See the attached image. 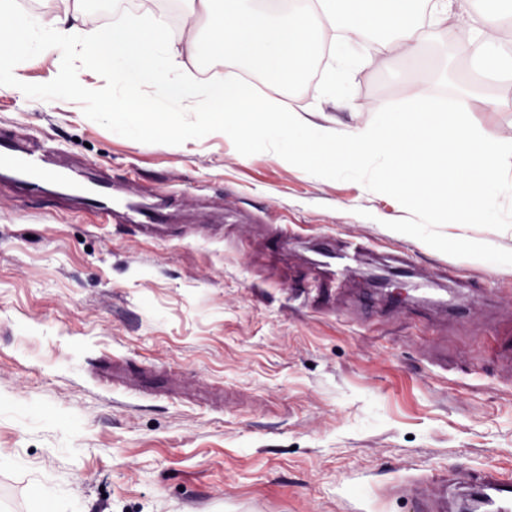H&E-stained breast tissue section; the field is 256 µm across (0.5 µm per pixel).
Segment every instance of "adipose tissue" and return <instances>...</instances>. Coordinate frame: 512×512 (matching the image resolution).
Instances as JSON below:
<instances>
[{
  "instance_id": "ef3b65f1",
  "label": "adipose tissue",
  "mask_w": 512,
  "mask_h": 512,
  "mask_svg": "<svg viewBox=\"0 0 512 512\" xmlns=\"http://www.w3.org/2000/svg\"><path fill=\"white\" fill-rule=\"evenodd\" d=\"M476 1L481 4L477 12L472 9ZM183 5L187 19L176 40L159 17L148 23L124 18L83 36L82 0H55L37 16L19 18L12 37L19 51L36 47L42 60L62 69L56 88L83 97L100 98L110 83L122 90L124 101H137L149 86L151 109L220 112L225 130L234 132L241 129L244 109L258 105L263 116L258 129L276 143L281 162L304 168L312 155L335 154L345 169L363 173V187L372 191L377 183L369 178V168L385 159L382 183L387 189L455 224L470 223L485 211L490 187L512 173V137L481 138L472 122L473 113L485 112L511 125V96L477 92L468 109L451 116L419 94L396 125L314 129L299 111L257 101L243 72L228 70L223 79L208 82L188 66L201 53L228 56L247 71L289 84L308 67L322 18L339 16L342 47L332 57L324 98L341 95L357 62L348 46L403 59L422 70L433 56L434 30L457 58L493 71L512 61V43L500 36L501 28L512 25L504 0H295L288 10L272 5L260 9L256 0H183ZM75 53L98 70L100 81H85L82 71L67 67Z\"/></svg>"
}]
</instances>
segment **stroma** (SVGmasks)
Listing matches in <instances>:
<instances>
[{
    "mask_svg": "<svg viewBox=\"0 0 512 512\" xmlns=\"http://www.w3.org/2000/svg\"><path fill=\"white\" fill-rule=\"evenodd\" d=\"M84 7L95 31L161 14L177 34L185 20L177 0ZM247 79L316 125L386 123L381 105L423 87L438 108L457 102L444 63L415 78L362 61L336 106L300 79ZM0 127L56 140L59 164L134 195L164 193L172 222L146 239L0 181V512H416L394 486L453 468L512 480V193L459 226L348 171L289 167L196 112L136 121L112 98L55 92L32 54L0 83ZM274 224L299 245L273 240ZM462 234L487 243L483 265ZM348 239L367 250L344 291L312 287ZM483 266L495 286L458 287ZM111 357L178 393L99 387L87 369Z\"/></svg>",
    "mask_w": 512,
    "mask_h": 512,
    "instance_id": "stroma-1",
    "label": "stroma"
}]
</instances>
